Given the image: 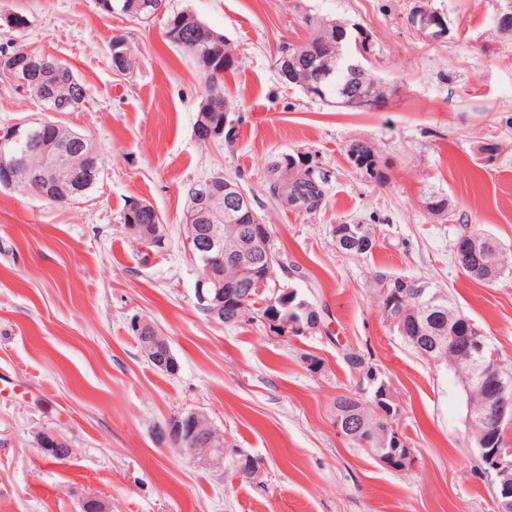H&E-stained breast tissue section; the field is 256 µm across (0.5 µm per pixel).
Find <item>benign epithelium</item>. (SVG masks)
<instances>
[{
	"label": "benign epithelium",
	"mask_w": 512,
	"mask_h": 512,
	"mask_svg": "<svg viewBox=\"0 0 512 512\" xmlns=\"http://www.w3.org/2000/svg\"><path fill=\"white\" fill-rule=\"evenodd\" d=\"M408 25L428 42L446 43L450 39V28L445 15L437 10L421 12L416 7L410 14ZM220 107V97L214 93L196 115V137L212 142L222 135V130L212 126L211 113ZM23 125L11 126L0 131V182L9 188L25 186L26 191L36 192L45 198L61 192L74 194L80 191L75 181L77 171L67 163V142L46 139L37 144L36 152L41 165L32 169L23 167L22 160L13 152L11 144ZM189 214L201 216L207 223L194 226V231L184 239L188 254L197 259L200 272L195 285V298L200 310L212 320H224V306L233 305L239 310L249 307L255 295L263 296L256 307L262 310L263 320L269 326L290 336H306L320 326L318 318L302 319L294 315L292 295L295 291L285 289L266 296L267 279L273 275L268 263L271 231L268 225L258 223L249 196L235 181L220 174L210 176L193 185L188 199ZM130 223L127 232L137 239H148L164 244L166 225L158 219L154 207L136 201L131 205ZM238 226V232L230 235L227 228ZM334 238L336 250L351 255L370 245L366 234H356L348 225H336ZM490 236L480 235L455 247L456 260L460 265L470 263L479 248L493 253L499 247H489ZM231 268L234 275H224V268ZM403 299L398 289L389 294L386 310L387 322L407 334L406 314L399 311ZM142 352L157 369L173 373L177 361L166 337L147 321L134 324ZM466 339L448 337V342L427 341L426 355L446 352L451 355L448 369L454 362L464 359L471 363L470 380L460 385V401L463 406L465 425L479 448L484 470L495 475L493 489L496 512H512V444L492 447L489 436L506 419L512 418V372L504 368L499 351L489 346L483 333L473 328L465 333ZM384 412L377 408L373 419H368L357 410L345 406H334L333 421L336 431L345 438L361 441L366 446L375 442L386 450L381 463L390 468L408 469L415 459L411 451L401 448V437L395 425L381 420ZM157 439L171 450L186 455L202 465L221 462L224 457L238 455L230 448H220L216 442L224 437L206 426V417L197 411L182 412L167 419L156 430ZM53 446L62 459L68 458L73 449L60 433H44L40 436V447Z\"/></svg>",
	"instance_id": "benign-epithelium-1"
}]
</instances>
